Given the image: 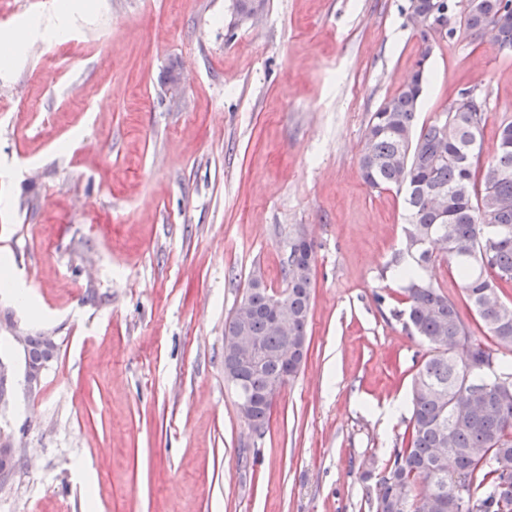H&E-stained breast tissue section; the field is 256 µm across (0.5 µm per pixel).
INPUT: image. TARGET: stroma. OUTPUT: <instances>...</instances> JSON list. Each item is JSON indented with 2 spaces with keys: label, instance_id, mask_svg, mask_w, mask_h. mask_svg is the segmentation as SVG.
Instances as JSON below:
<instances>
[{
  "label": "stroma",
  "instance_id": "1",
  "mask_svg": "<svg viewBox=\"0 0 512 512\" xmlns=\"http://www.w3.org/2000/svg\"><path fill=\"white\" fill-rule=\"evenodd\" d=\"M61 0H0V45ZM59 37L0 64V264L48 333L39 396L0 512H367L410 418L428 344L392 310L403 193L368 187L364 132L413 71L408 0H78ZM179 73L171 83L170 73ZM487 101L484 159L512 122V51L438 41L418 121ZM315 244L304 364L252 434L224 379V325L253 272L286 289L288 240Z\"/></svg>",
  "mask_w": 512,
  "mask_h": 512
}]
</instances>
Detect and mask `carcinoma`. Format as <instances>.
Instances as JSON below:
<instances>
[{
    "label": "carcinoma",
    "mask_w": 512,
    "mask_h": 512,
    "mask_svg": "<svg viewBox=\"0 0 512 512\" xmlns=\"http://www.w3.org/2000/svg\"><path fill=\"white\" fill-rule=\"evenodd\" d=\"M443 5L448 36L457 12L467 31L480 36L489 28L512 48V0H481L478 8L471 0ZM426 64L421 51L410 81L373 112L359 158L369 187L405 189L409 222L387 264L403 281L405 307L392 317L431 347L412 377L411 417L396 448L380 473L366 467L360 479L368 512H512V304L502 300V290L512 288V123L501 124L488 161L479 144L487 103L472 89L460 93L457 109L444 119L417 126ZM439 190L447 192L444 208L432 201ZM433 238L443 241L465 302L493 344L477 338L456 300L423 277L434 261L427 248ZM313 267L312 240L291 237L288 337L272 323L275 294L265 286L249 283L233 310L248 309L246 334L267 353L259 367L236 374L234 384L251 402L250 427L259 437L269 421L266 396L274 381L293 380L303 365ZM285 344L286 361L276 356ZM24 356L49 363L45 334L27 337Z\"/></svg>",
    "instance_id": "cac0c4a2"
}]
</instances>
